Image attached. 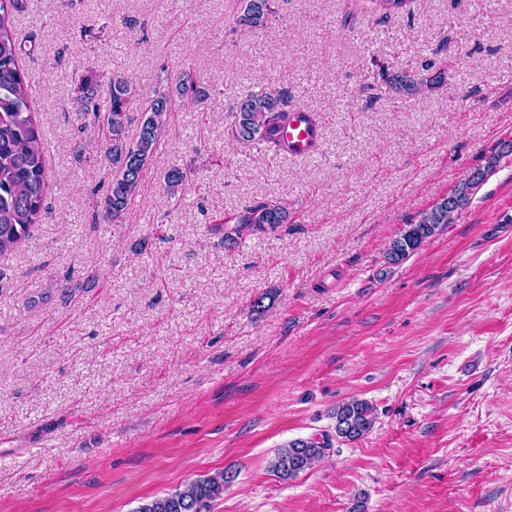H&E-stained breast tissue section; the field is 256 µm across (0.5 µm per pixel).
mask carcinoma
<instances>
[{"label":"carcinoma","instance_id":"cac0c4a2","mask_svg":"<svg viewBox=\"0 0 512 512\" xmlns=\"http://www.w3.org/2000/svg\"><path fill=\"white\" fill-rule=\"evenodd\" d=\"M20 0H0V254L14 250L40 223L48 190L41 145V127L28 96V78L22 65L26 54L19 39L14 14ZM272 0H244L236 24L245 30L265 26L272 14ZM384 14L406 10L412 0H366ZM108 79V100L100 103L97 88ZM391 89L406 98L420 95L426 84L408 71L381 73ZM207 93L190 72L176 77L174 90L159 92L137 100L129 81L112 74L108 78L92 64L83 67L74 88L72 102L79 131L93 129L111 157L112 172L105 194L96 201L97 211L109 224H122L132 199L140 187V174L151 161L161 138L168 131L174 102H200ZM139 116L136 139L127 137L131 113ZM291 108L284 89H248L232 107V132L242 142L254 143L279 153L288 149L283 131L288 127ZM502 156L491 155L486 164L474 169L452 195L438 200L419 213V218L389 244L386 256L392 264L413 255L420 246L443 226L453 223L454 216L465 208L471 195L500 165ZM188 179L182 168L173 166L165 174V183L173 192ZM288 209L272 201L248 205L235 216L210 225L224 242L234 244L245 234L275 230L288 223ZM334 433L296 438L280 447L269 468L282 480L304 474L321 460L334 442L354 444L366 438L376 423V409L367 400L350 398L336 404L332 411ZM237 477L229 465L213 475L193 480L162 496L142 503L135 512H204L210 501L224 494V487Z\"/></svg>","mask_w":512,"mask_h":512}]
</instances>
